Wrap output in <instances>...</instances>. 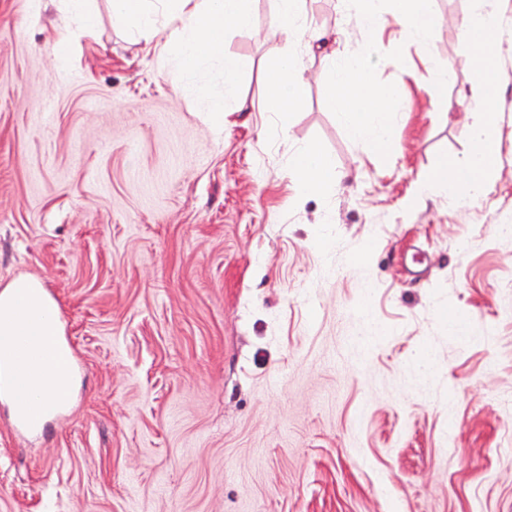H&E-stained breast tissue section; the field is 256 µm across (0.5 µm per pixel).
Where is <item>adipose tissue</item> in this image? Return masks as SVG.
Returning a JSON list of instances; mask_svg holds the SVG:
<instances>
[{"mask_svg":"<svg viewBox=\"0 0 512 512\" xmlns=\"http://www.w3.org/2000/svg\"><path fill=\"white\" fill-rule=\"evenodd\" d=\"M173 25L160 49L161 59L172 60L177 81L193 80L207 65L216 63L224 70V94L204 96L205 111L218 115L240 112L244 103L236 99L235 78L240 60L225 51L227 30L249 29L253 21L254 0H174ZM356 27L368 35L379 25L383 14H391L401 34L417 45H426L436 22L431 0H358ZM79 31L87 38L96 36L93 0H60L59 33ZM499 20L491 11L476 13L462 22L459 37L482 72L470 94L479 105L480 118L472 130L473 149L462 160L444 162L435 182L453 204H466L483 198L501 164L498 149L497 102L493 48L498 38ZM266 93L262 108L287 121L288 112L307 97L308 83L297 57L286 55L265 70ZM398 90L378 85L363 50L342 57L328 78L322 94L326 110L343 111L350 136L366 153L382 149L390 139L393 122L391 104ZM331 160L323 152L308 149L296 152L288 170L301 189L319 193L326 189ZM47 295L40 286L21 278L0 291V337L39 336L43 333L42 315Z\"/></svg>","mask_w":512,"mask_h":512,"instance_id":"1","label":"adipose tissue"}]
</instances>
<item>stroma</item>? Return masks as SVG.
<instances>
[{"instance_id": "35a3bbf8", "label": "stroma", "mask_w": 512, "mask_h": 512, "mask_svg": "<svg viewBox=\"0 0 512 512\" xmlns=\"http://www.w3.org/2000/svg\"><path fill=\"white\" fill-rule=\"evenodd\" d=\"M480 5L502 163L456 207L421 187L473 148L458 26ZM277 7L229 32L246 109L219 118L109 0L62 52L57 0H0V288L40 277L77 363L39 431L0 393V512H512V0H433L423 50L383 17L369 66L402 94L370 155ZM288 50L310 90L283 124L261 103ZM304 147L327 194L288 177Z\"/></svg>"}]
</instances>
